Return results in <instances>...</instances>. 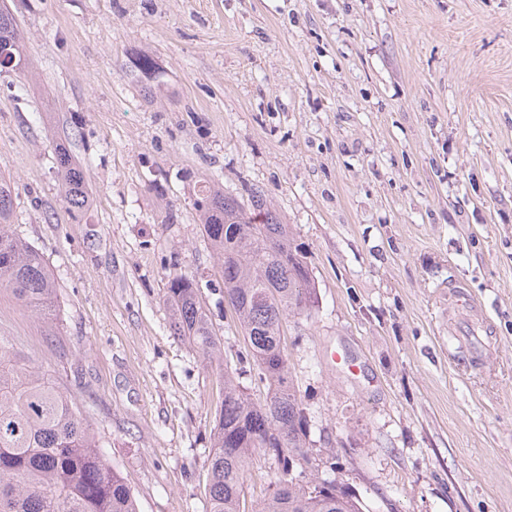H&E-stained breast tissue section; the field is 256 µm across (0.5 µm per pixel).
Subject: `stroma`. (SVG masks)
I'll list each match as a JSON object with an SVG mask.
<instances>
[{"label": "stroma", "mask_w": 512, "mask_h": 512, "mask_svg": "<svg viewBox=\"0 0 512 512\" xmlns=\"http://www.w3.org/2000/svg\"><path fill=\"white\" fill-rule=\"evenodd\" d=\"M4 2L35 74L0 72V175L58 316L46 335L2 290L0 339L71 385L139 512L207 510L218 373L171 333L174 273L266 396L193 207L202 179L291 226L315 304L284 328L289 376L363 512H512V0ZM62 145L93 199L79 217ZM452 282L492 320L486 365L448 335ZM59 196L70 214L86 211L92 204L86 173L74 161L70 153L61 149L56 155Z\"/></svg>", "instance_id": "35a3bbf8"}]
</instances>
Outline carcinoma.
Instances as JSON below:
<instances>
[{"instance_id":"carcinoma-1","label":"carcinoma","mask_w":512,"mask_h":512,"mask_svg":"<svg viewBox=\"0 0 512 512\" xmlns=\"http://www.w3.org/2000/svg\"><path fill=\"white\" fill-rule=\"evenodd\" d=\"M0 57L23 71L28 63L11 12L0 8ZM59 196L71 214L92 204L86 173L66 150L57 152ZM194 206L224 280V298L244 332L264 402L253 401L225 371L209 452L208 512H241L247 474L261 463L277 465L274 490L251 512H363L349 487L319 477L336 470V449L315 455L307 443V417L288 377L283 324L307 317L314 283L304 256L263 197L250 203L198 183ZM14 187L0 177V288L28 308L47 332L55 317L56 283L42 255L12 231ZM170 329L222 366L218 330L196 280L172 277L163 295ZM0 512H138L123 477L106 461L102 444L68 390L0 341Z\"/></svg>"}]
</instances>
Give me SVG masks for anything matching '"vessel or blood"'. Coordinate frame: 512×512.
Returning a JSON list of instances; mask_svg holds the SVG:
<instances>
[{
  "label": "vessel or blood",
  "mask_w": 512,
  "mask_h": 512,
  "mask_svg": "<svg viewBox=\"0 0 512 512\" xmlns=\"http://www.w3.org/2000/svg\"><path fill=\"white\" fill-rule=\"evenodd\" d=\"M448 333L466 351L470 364L480 365L489 359L492 331L488 321L454 284L448 287Z\"/></svg>",
  "instance_id": "vessel-or-blood-1"
}]
</instances>
